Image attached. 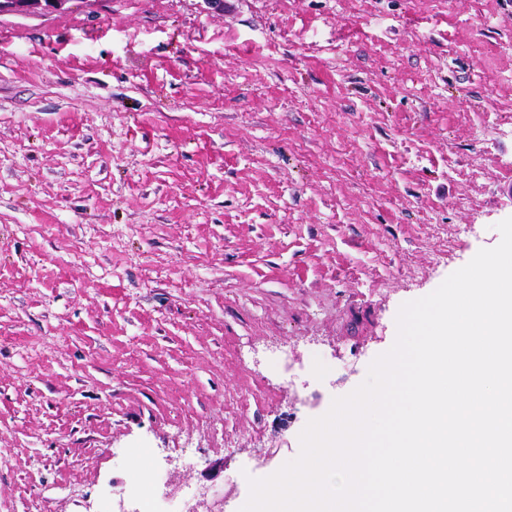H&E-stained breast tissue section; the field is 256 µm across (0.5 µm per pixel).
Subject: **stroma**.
I'll use <instances>...</instances> for the list:
<instances>
[{
    "mask_svg": "<svg viewBox=\"0 0 512 512\" xmlns=\"http://www.w3.org/2000/svg\"><path fill=\"white\" fill-rule=\"evenodd\" d=\"M509 217L512 0L0 15V512H239ZM127 473L129 487L135 492L143 491L150 495L158 484V477L146 470L130 467Z\"/></svg>",
    "mask_w": 512,
    "mask_h": 512,
    "instance_id": "1",
    "label": "stroma"
}]
</instances>
